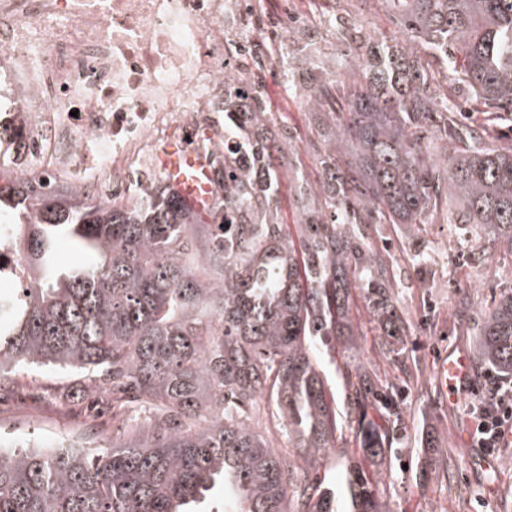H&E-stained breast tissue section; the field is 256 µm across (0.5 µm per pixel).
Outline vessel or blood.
<instances>
[{
  "mask_svg": "<svg viewBox=\"0 0 512 512\" xmlns=\"http://www.w3.org/2000/svg\"><path fill=\"white\" fill-rule=\"evenodd\" d=\"M161 168L166 175L169 190L195 212L211 208L214 200L213 172L207 158L188 151L182 145L171 144L160 154ZM473 360L459 355L442 364L449 394H457L469 383Z\"/></svg>",
  "mask_w": 512,
  "mask_h": 512,
  "instance_id": "vessel-or-blood-1",
  "label": "vessel or blood"
}]
</instances>
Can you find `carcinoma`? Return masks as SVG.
Masks as SVG:
<instances>
[{
	"label": "carcinoma",
	"mask_w": 512,
	"mask_h": 512,
	"mask_svg": "<svg viewBox=\"0 0 512 512\" xmlns=\"http://www.w3.org/2000/svg\"><path fill=\"white\" fill-rule=\"evenodd\" d=\"M386 2L404 41L360 45L362 79L339 109L315 113L326 210L301 208L297 243L278 214L288 143L254 88L224 104V213L210 224L191 223L167 188L128 206L63 186L0 188L21 216L26 280L0 285V388L53 366L118 401L94 448L0 443V512H341L318 474L339 429L323 355L351 349L356 287L383 335L405 333L359 225L424 224L443 205L448 223L512 252V144L487 148L477 128L448 119L432 70L464 85L473 111L512 115V0ZM310 91L322 106L331 84ZM428 127L464 148H430ZM61 239L87 262L58 267ZM479 351L512 376V290L486 312ZM341 377L361 451L345 495L352 512H385L365 464L394 438L367 410L400 411L351 363ZM263 399L310 471L301 481L249 424Z\"/></svg>",
	"instance_id": "obj_1"
}]
</instances>
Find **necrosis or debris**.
Listing matches in <instances>:
<instances>
[{
  "mask_svg": "<svg viewBox=\"0 0 512 512\" xmlns=\"http://www.w3.org/2000/svg\"><path fill=\"white\" fill-rule=\"evenodd\" d=\"M268 0H0V179L123 205L163 147L224 151L233 48Z\"/></svg>",
  "mask_w": 512,
  "mask_h": 512,
  "instance_id": "1",
  "label": "necrosis or debris"
}]
</instances>
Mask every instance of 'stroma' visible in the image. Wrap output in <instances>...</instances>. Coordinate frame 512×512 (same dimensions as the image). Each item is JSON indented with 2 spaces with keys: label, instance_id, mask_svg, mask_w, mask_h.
Returning a JSON list of instances; mask_svg holds the SVG:
<instances>
[{
  "label": "stroma",
  "instance_id": "1",
  "mask_svg": "<svg viewBox=\"0 0 512 512\" xmlns=\"http://www.w3.org/2000/svg\"><path fill=\"white\" fill-rule=\"evenodd\" d=\"M269 10L260 39L278 41L286 24L302 30L305 42L289 47L287 62L304 61L311 82L325 76L344 87L360 81L358 66L343 65V55L363 39L398 32L385 0H273ZM282 65L270 67L264 84L270 111L288 131L280 215L292 228L299 220L300 188L318 194L322 175L314 107L307 95H288ZM363 232L389 269L407 327L401 336L379 335L364 293L353 289L352 362L395 390L401 403L399 450L372 465L388 512H512V447L492 453L475 447L469 434L473 396L450 397L439 374L450 356H477L476 332L485 313L512 290V253L491 249L482 236L463 229L450 234L441 210L423 224H368ZM426 246L434 249L430 260L416 263V251ZM32 415L41 421L33 431L24 426ZM111 415L109 403L82 396L69 375L52 367L0 390V430L17 440L82 437L90 424L105 434Z\"/></svg>",
  "mask_w": 512,
  "mask_h": 512
}]
</instances>
